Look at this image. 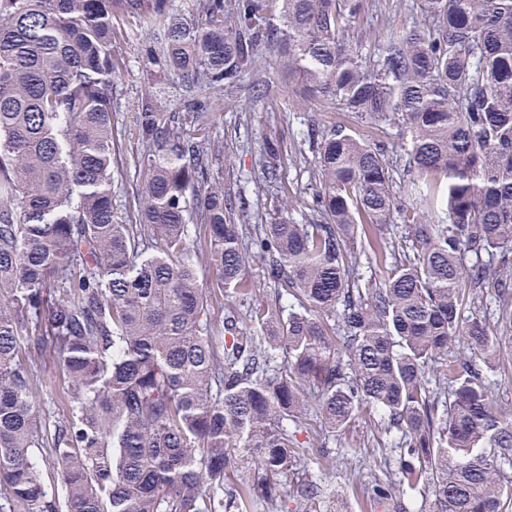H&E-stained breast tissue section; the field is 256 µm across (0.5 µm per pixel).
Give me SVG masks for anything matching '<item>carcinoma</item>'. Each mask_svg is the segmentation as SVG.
Returning a JSON list of instances; mask_svg holds the SVG:
<instances>
[{
	"label": "carcinoma",
	"mask_w": 512,
	"mask_h": 512,
	"mask_svg": "<svg viewBox=\"0 0 512 512\" xmlns=\"http://www.w3.org/2000/svg\"><path fill=\"white\" fill-rule=\"evenodd\" d=\"M367 6L281 0L275 18L266 0H197L185 18L170 0H0V512H56L18 359L33 330L70 379L71 416L48 444L68 512H278L312 406L331 434L375 409L400 435L399 485L374 487L380 501L421 486L433 512L512 504V413L487 383L499 343L461 316L492 285L512 328V0H418L428 22L374 61L350 40ZM116 16L149 36L145 71L185 88L179 113L150 90L132 114L145 149L129 221L112 206ZM262 51L297 96L396 124L405 142L311 129L321 218L260 224L247 246L200 136L201 94ZM396 219L404 233L380 245ZM197 255L238 300L219 322ZM296 493L313 512L324 490Z\"/></svg>",
	"instance_id": "obj_1"
}]
</instances>
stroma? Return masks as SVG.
Wrapping results in <instances>:
<instances>
[{
	"instance_id": "35a3bbf8",
	"label": "stroma",
	"mask_w": 512,
	"mask_h": 512,
	"mask_svg": "<svg viewBox=\"0 0 512 512\" xmlns=\"http://www.w3.org/2000/svg\"><path fill=\"white\" fill-rule=\"evenodd\" d=\"M414 7L415 0H376L372 11L356 26L355 42L364 52H373L392 30L411 20ZM114 27L125 66L113 88L118 110L112 115V204L122 215L141 185L131 167L133 157L142 149L131 111L151 84L165 87L166 102L178 106L179 81L173 76H147L140 62L146 36L132 20H118ZM294 85L293 78L265 55L259 58L253 75L235 87L210 94L215 106L209 136L233 151L231 180L242 187L245 200L237 221L249 231L270 222L303 224L312 214L319 179L316 147L307 138L309 125H343L364 139L401 141L398 126L338 111L327 100L302 99L295 95ZM269 139L278 140L279 156L264 153L263 144ZM499 343V355L489 373L490 391L498 405L512 411V332L500 334ZM19 357L32 372L41 417L52 425L66 421L70 415L69 383L53 350L38 346L36 336L29 335L21 341ZM380 420L377 413L362 417L328 441L315 413H308L298 436L303 446L294 478L324 486L326 493L318 512H432L431 495L419 489L405 491L396 506L373 500L374 485L399 480L395 459L383 458L377 446L375 425Z\"/></svg>"
}]
</instances>
